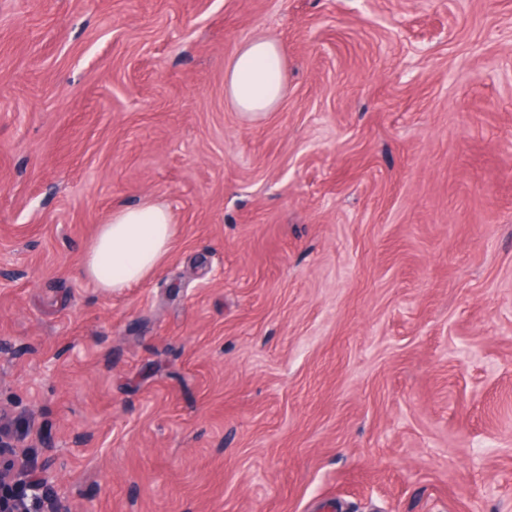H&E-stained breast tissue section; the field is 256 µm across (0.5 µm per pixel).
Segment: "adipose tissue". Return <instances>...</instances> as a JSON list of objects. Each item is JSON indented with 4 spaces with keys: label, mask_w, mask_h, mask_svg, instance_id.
Segmentation results:
<instances>
[{
    "label": "adipose tissue",
    "mask_w": 512,
    "mask_h": 512,
    "mask_svg": "<svg viewBox=\"0 0 512 512\" xmlns=\"http://www.w3.org/2000/svg\"><path fill=\"white\" fill-rule=\"evenodd\" d=\"M288 91L280 44L259 35L241 44L224 70V92L242 114L259 117L273 111ZM175 236L169 208L154 200L113 207L86 250L87 280L105 293L150 278L163 263Z\"/></svg>",
    "instance_id": "obj_1"
}]
</instances>
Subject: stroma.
Here are the masks:
<instances>
[{"mask_svg":"<svg viewBox=\"0 0 512 512\" xmlns=\"http://www.w3.org/2000/svg\"><path fill=\"white\" fill-rule=\"evenodd\" d=\"M0 407L70 512H512V0H0ZM288 91L280 44L258 35L241 44L224 70V92L244 115L259 117L273 111ZM174 236L175 224L165 204L150 199L137 206L118 204L106 223L99 224L83 255L84 275L103 293L129 288L157 271Z\"/></svg>","mask_w":512,"mask_h":512,"instance_id":"1","label":"stroma"}]
</instances>
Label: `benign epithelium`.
<instances>
[{
    "label": "benign epithelium",
    "instance_id": "7a95c632",
    "mask_svg": "<svg viewBox=\"0 0 512 512\" xmlns=\"http://www.w3.org/2000/svg\"><path fill=\"white\" fill-rule=\"evenodd\" d=\"M17 432L0 410V512H68L55 489L52 462L17 455ZM21 486L28 495L11 492Z\"/></svg>",
    "mask_w": 512,
    "mask_h": 512
}]
</instances>
